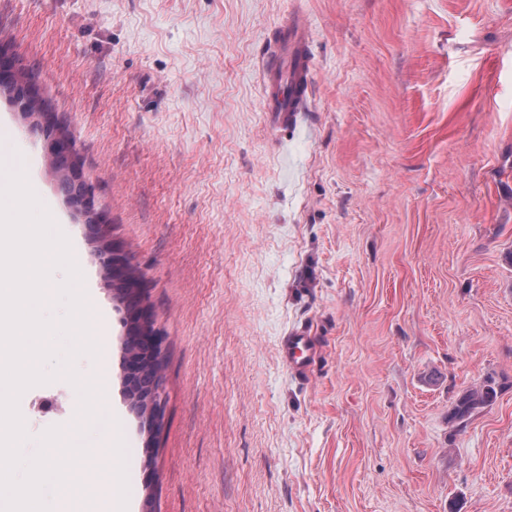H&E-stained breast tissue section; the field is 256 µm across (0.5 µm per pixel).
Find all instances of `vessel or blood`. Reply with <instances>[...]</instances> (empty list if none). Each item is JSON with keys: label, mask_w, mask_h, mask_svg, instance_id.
Returning <instances> with one entry per match:
<instances>
[{"label": "vessel or blood", "mask_w": 512, "mask_h": 512, "mask_svg": "<svg viewBox=\"0 0 512 512\" xmlns=\"http://www.w3.org/2000/svg\"><path fill=\"white\" fill-rule=\"evenodd\" d=\"M263 110L268 125L277 131L295 124L305 111L312 86L309 39L305 25L294 16L282 19L261 58ZM283 358L298 373H307L318 345L305 331L290 333L283 341Z\"/></svg>", "instance_id": "1"}]
</instances>
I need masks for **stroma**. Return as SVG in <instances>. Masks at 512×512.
Listing matches in <instances>:
<instances>
[{"label": "stroma", "instance_id": "stroma-1", "mask_svg": "<svg viewBox=\"0 0 512 512\" xmlns=\"http://www.w3.org/2000/svg\"><path fill=\"white\" fill-rule=\"evenodd\" d=\"M300 12L312 100L271 138L259 59ZM0 43L74 138L166 335L153 471L124 396L123 312L38 131L23 169L110 317L127 512H512V0H0ZM319 345L292 372L282 341ZM492 377L462 425L448 411ZM63 377L27 389L98 443ZM497 396V391L490 377L483 379L475 388L463 391L448 412V421L464 423L475 411L491 405Z\"/></svg>", "mask_w": 512, "mask_h": 512}]
</instances>
